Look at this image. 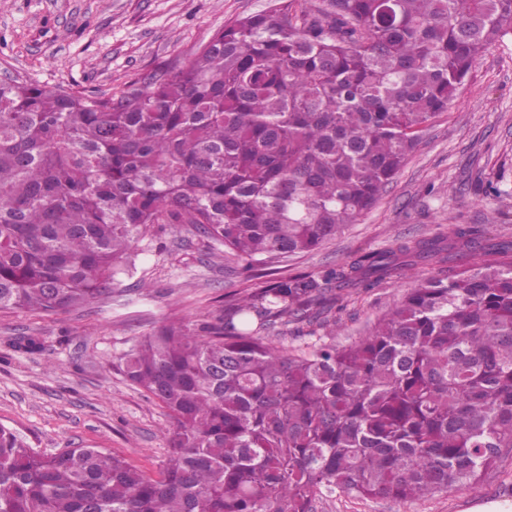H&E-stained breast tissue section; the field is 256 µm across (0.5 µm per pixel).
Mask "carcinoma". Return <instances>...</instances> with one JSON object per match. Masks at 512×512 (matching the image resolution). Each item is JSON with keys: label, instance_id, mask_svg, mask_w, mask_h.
<instances>
[{"label": "carcinoma", "instance_id": "cac0c4a2", "mask_svg": "<svg viewBox=\"0 0 512 512\" xmlns=\"http://www.w3.org/2000/svg\"><path fill=\"white\" fill-rule=\"evenodd\" d=\"M512 0H278L118 92L0 81V310L88 305L136 270L152 224L260 265L368 210L478 61ZM275 277L191 332L117 357L168 411L157 480L98 448L45 456L0 427V512H312L315 495L473 489L512 448V241L469 227ZM439 274L350 345L261 332L334 288Z\"/></svg>", "mask_w": 512, "mask_h": 512}]
</instances>
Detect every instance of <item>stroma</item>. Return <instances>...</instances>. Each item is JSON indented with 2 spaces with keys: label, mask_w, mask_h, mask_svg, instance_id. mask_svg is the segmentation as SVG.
<instances>
[{
  "label": "stroma",
  "mask_w": 512,
  "mask_h": 512,
  "mask_svg": "<svg viewBox=\"0 0 512 512\" xmlns=\"http://www.w3.org/2000/svg\"><path fill=\"white\" fill-rule=\"evenodd\" d=\"M274 0H0V79L21 77L60 89L114 92L176 62L191 60L224 24L272 9ZM496 183L500 194L487 190ZM462 224L512 240V38L479 61L420 135L418 146L376 204L318 249L252 271L216 257L187 224H156L132 246L137 273L110 295L53 315L0 311V426L30 448L57 454L101 448L159 478L169 455L167 410L112 365L133 340L178 324L196 330L230 298L263 288L270 275L319 273L397 238L441 235ZM395 277L335 293L339 335L307 322L266 332L286 350L365 334L411 288L432 275ZM33 336L38 350L17 346ZM512 507V451L480 479L479 490H450L410 501L335 492L314 512H477Z\"/></svg>",
  "instance_id": "obj_1"
}]
</instances>
